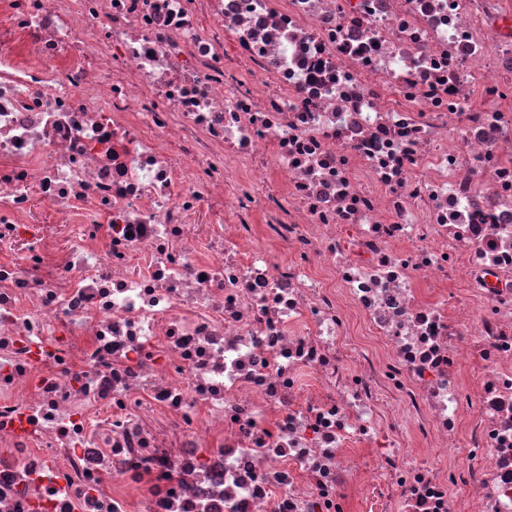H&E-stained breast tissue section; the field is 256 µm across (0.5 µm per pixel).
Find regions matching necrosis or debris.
Instances as JSON below:
<instances>
[{
    "instance_id": "1",
    "label": "necrosis or debris",
    "mask_w": 512,
    "mask_h": 512,
    "mask_svg": "<svg viewBox=\"0 0 512 512\" xmlns=\"http://www.w3.org/2000/svg\"><path fill=\"white\" fill-rule=\"evenodd\" d=\"M375 469L512 512V0H0V512Z\"/></svg>"
}]
</instances>
